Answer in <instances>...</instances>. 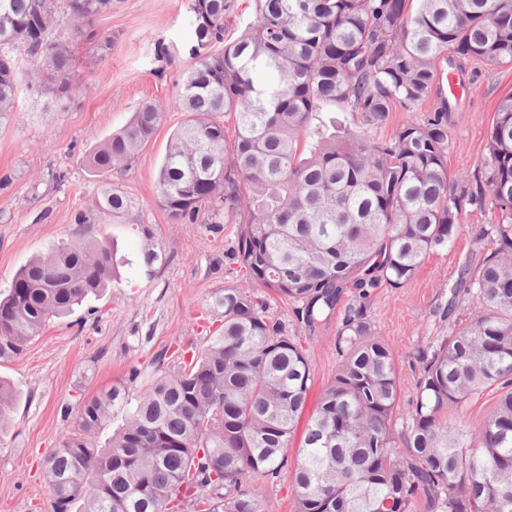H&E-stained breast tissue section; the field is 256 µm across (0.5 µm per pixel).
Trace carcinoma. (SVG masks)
<instances>
[{"instance_id":"carcinoma-1","label":"carcinoma","mask_w":512,"mask_h":512,"mask_svg":"<svg viewBox=\"0 0 512 512\" xmlns=\"http://www.w3.org/2000/svg\"><path fill=\"white\" fill-rule=\"evenodd\" d=\"M191 54L175 106L186 114L160 166L159 203L176 224L238 222L233 259L251 287H228L222 329L180 361L160 363L132 398L113 387L79 409L73 432L45 455L54 512H262L253 487L273 480L311 383L306 350L268 315L267 295L299 304L315 325L347 288L359 291L336 339L339 362L306 424L295 464V512H512V95L468 179L448 173L451 103L444 70L474 59L512 65V0H256L231 37L234 0H190ZM112 0H0V122L26 82L55 100L77 91L73 35L104 60L112 35L92 27ZM34 68L20 70L14 55ZM407 113L387 140L372 130ZM163 120L143 103L89 157L105 174L129 162ZM494 248L461 268L448 301H478L414 355L417 392L394 432L399 376L367 318L368 289L401 288L451 245L466 207ZM134 202L107 189L90 224ZM107 236L32 258L0 299V361L20 357L53 317L109 287ZM495 405L473 430L448 417L488 388ZM122 424L105 447L94 435Z\"/></svg>"}]
</instances>
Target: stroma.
<instances>
[{"instance_id":"35a3bbf8","label":"stroma","mask_w":512,"mask_h":512,"mask_svg":"<svg viewBox=\"0 0 512 512\" xmlns=\"http://www.w3.org/2000/svg\"><path fill=\"white\" fill-rule=\"evenodd\" d=\"M189 3L113 0L111 12L94 22L113 38L104 61L84 41H70L79 91L54 102L19 89L13 122L0 126V292L30 259L66 241L101 233L125 259L104 295L89 297L67 318L49 320L22 356L0 363V380L15 392L10 420L0 427V512H52L43 459L69 433L61 407L78 412L87 399L114 386L134 394L147 388L159 355L173 360L183 349L205 345L223 323L216 297L244 282L231 257L241 225L227 224L214 234L202 224L173 223L157 194L158 170L185 119L174 99L192 62ZM160 42L169 46L173 63L157 60ZM465 77L467 87L448 120V171L456 176L478 171L497 106L512 95V66L469 63ZM146 100L164 110L153 137L130 162L104 175L92 173L89 155ZM107 187L131 198L134 208L78 224V214ZM494 221L491 211H467L448 249L430 253L404 287L383 283L371 292L367 316L390 345L400 379L395 429L405 427L416 395L412 358L430 337L447 335L440 312L448 290L470 256L491 249L475 228ZM141 224L150 227L151 239L138 233ZM148 242L160 256L149 268L140 261ZM353 300L345 292L339 309L311 329L298 321L287 298H268L269 315L287 326L309 356L305 414H312L336 374V336ZM254 487L263 512H294L293 466L284 467L276 481L256 480Z\"/></svg>"}]
</instances>
